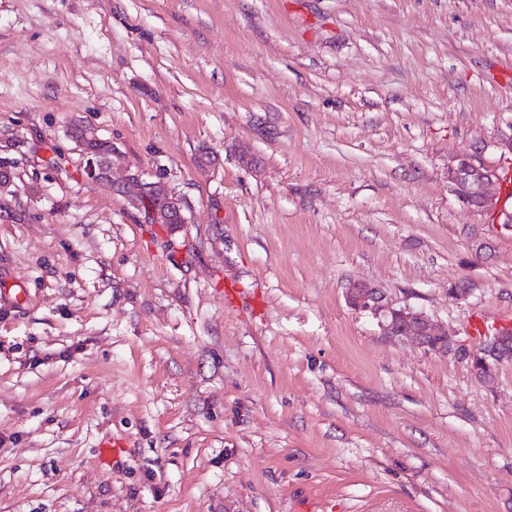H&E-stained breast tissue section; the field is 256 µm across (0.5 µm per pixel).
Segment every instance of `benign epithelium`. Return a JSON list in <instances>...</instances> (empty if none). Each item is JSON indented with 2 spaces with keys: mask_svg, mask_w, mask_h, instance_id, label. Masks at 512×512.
I'll use <instances>...</instances> for the list:
<instances>
[{
  "mask_svg": "<svg viewBox=\"0 0 512 512\" xmlns=\"http://www.w3.org/2000/svg\"><path fill=\"white\" fill-rule=\"evenodd\" d=\"M82 155L88 178L100 184L106 183L122 194L129 183L137 187L136 196L130 199L132 206L140 207L142 200L153 195L163 198L178 216H183L181 200L164 184L146 182L139 173L127 175L123 182L116 181L112 176V160L102 162L85 151ZM448 183L462 203L478 209H490L495 206L493 189L500 185V175L496 168L466 154L448 167ZM347 300L353 308L369 311L380 318L383 330L389 336L409 338L421 348L435 354L446 355L454 349L455 341L451 335L425 312L410 307L394 308L385 302V297L378 289L368 284H356L349 288ZM511 343L512 332H498L489 337L482 348L468 353L474 375H479L483 368L490 371L496 364L512 358V353L508 351Z\"/></svg>",
  "mask_w": 512,
  "mask_h": 512,
  "instance_id": "obj_1",
  "label": "benign epithelium"
}]
</instances>
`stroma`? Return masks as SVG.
<instances>
[{"label": "stroma", "instance_id": "35a3bbf8", "mask_svg": "<svg viewBox=\"0 0 512 512\" xmlns=\"http://www.w3.org/2000/svg\"><path fill=\"white\" fill-rule=\"evenodd\" d=\"M464 152L511 209L512 0H0V512H512V361L479 381L467 332L512 315V228ZM96 136L93 132L82 129L81 137L75 138L74 140L78 147L83 149V140L93 138ZM112 148V144L107 141L101 140L95 143H92L89 147L91 150V154H87V152L82 151L83 158L85 159L84 166L86 176L100 184L106 183L110 186L111 189H115L121 194H125L126 184L132 183L137 187V194L135 197L130 199V204L134 207L140 208V204L142 200H145L148 195L158 196L165 200L168 206L164 203H156L153 201L151 206L154 209L159 210V217L156 215H151L149 209L146 205L143 206L145 214H147L148 219L153 224H182L185 223V217L182 212V207L180 208L179 204L182 203L181 200L171 192L163 183L160 182H146L143 180L142 175L140 173H131L127 175L126 181L120 182L115 181L112 176V152L110 154V150ZM110 154V157L108 158ZM96 156V157H94ZM107 159L106 162H101L98 158ZM172 210H171V209ZM174 210V211H173ZM178 215H177V213ZM180 217V218H179ZM182 222H181V220ZM448 183L466 205L477 209H490L496 205L492 190L500 185L498 170L476 156L466 154L457 158L456 164L448 167ZM348 303L355 309L370 311L381 319L388 336L412 339L428 352L448 355L456 345L451 335L425 312L410 307L394 308L381 292L368 284H356L347 292Z\"/></svg>", "mask_w": 512, "mask_h": 512}]
</instances>
